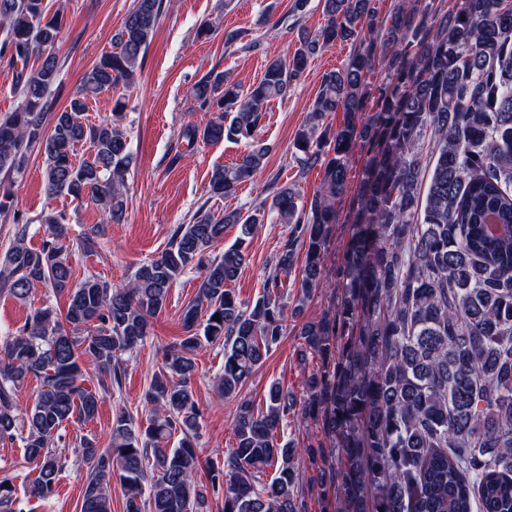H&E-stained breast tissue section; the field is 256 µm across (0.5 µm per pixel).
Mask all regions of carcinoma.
<instances>
[{
	"label": "carcinoma",
	"mask_w": 512,
	"mask_h": 512,
	"mask_svg": "<svg viewBox=\"0 0 512 512\" xmlns=\"http://www.w3.org/2000/svg\"><path fill=\"white\" fill-rule=\"evenodd\" d=\"M375 2L321 0L320 31H298L299 46L269 60L259 82L245 87L212 70L191 90L213 117L184 126L187 145L246 147L238 162L211 172L210 196L229 197L265 166L270 147L258 131L271 102L288 96L323 48L354 46L342 67L322 75L292 143L302 168L322 169L311 198L301 202L284 186L269 206L217 213L202 206L126 283L96 274L72 283L71 256L100 248L99 227L72 237L62 211L37 217L49 230L40 247L29 246L24 225L0 255V292L28 304L39 284L67 298L62 311L31 309L0 339V443L20 441L34 464L28 496L54 495L64 468L53 450L59 431L97 419L122 386L126 355L146 341L148 319L195 267L203 276L183 312L184 336L165 346L150 380L147 423L120 410L108 447L79 440L87 467L81 512H111L114 475L125 512H306L295 467L304 456L326 468L323 499L333 490L334 507L323 512H512V0H458L447 11L438 0H396L383 17ZM164 9L165 0H134L114 49L84 74L47 129L63 12L48 14L45 0H0V56L23 63L18 104L0 115V173L23 175L37 150L47 196L89 201L106 223H121L132 163L126 91ZM377 65L387 77L372 84ZM104 92L112 112L86 121L88 100ZM332 112L344 114L334 132L324 127ZM79 145L90 151L81 161ZM357 147L366 159L348 248L336 265L342 295L331 313L295 332L301 355L320 364L303 402L273 382L261 407L244 389L288 335V318L300 317L312 290L323 287L336 201ZM271 215L291 230L264 294L250 304L230 284L247 263L246 242ZM230 224L239 236L213 254ZM299 249L303 277L290 308L284 294ZM216 343L224 367L215 390L237 401L236 446L207 461L201 482L192 382L198 351ZM85 361L99 369L96 390L85 386ZM30 378L37 393L23 409L16 394ZM290 420L315 422L340 457L322 444L278 442ZM15 497L14 485L0 480V512H14Z\"/></svg>",
	"instance_id": "cac0c4a2"
}]
</instances>
